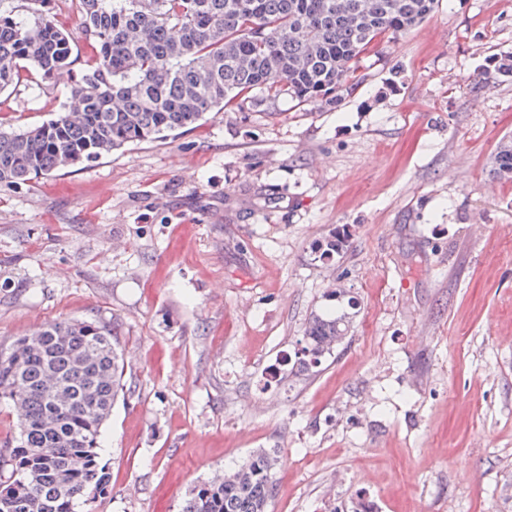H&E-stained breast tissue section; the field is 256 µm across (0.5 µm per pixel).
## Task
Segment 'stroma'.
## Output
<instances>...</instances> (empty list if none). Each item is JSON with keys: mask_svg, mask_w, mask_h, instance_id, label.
Here are the masks:
<instances>
[{"mask_svg": "<svg viewBox=\"0 0 512 512\" xmlns=\"http://www.w3.org/2000/svg\"><path fill=\"white\" fill-rule=\"evenodd\" d=\"M75 71L94 48L54 0ZM512 0H437L339 105L252 95L196 127L0 184V342L101 321L124 350L92 512H178L275 453L268 512H512ZM21 70L0 128L56 117ZM111 195H104V188ZM349 230L329 268L313 244ZM341 280L345 342L290 363ZM491 172L500 180L512 179V139H503L493 156Z\"/></svg>", "mask_w": 512, "mask_h": 512, "instance_id": "35a3bbf8", "label": "stroma"}]
</instances>
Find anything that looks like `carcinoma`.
Segmentation results:
<instances>
[{
    "label": "carcinoma",
    "instance_id": "cac0c4a2",
    "mask_svg": "<svg viewBox=\"0 0 512 512\" xmlns=\"http://www.w3.org/2000/svg\"><path fill=\"white\" fill-rule=\"evenodd\" d=\"M30 24L0 12V93L18 70L45 82L73 73L67 36L51 0H24ZM436 0H80L95 53L57 118L19 131L0 129V183L14 184L101 158L128 144L188 129L253 92L270 99L336 105L359 82L361 54L423 22ZM489 77H512V57L492 58ZM491 172L512 179V139ZM347 235L313 247L329 263ZM348 309L313 315L296 364L305 372L347 337L357 297L337 286ZM124 360L112 328L52 322L0 343V402L13 407L19 437L0 452V512H80L105 493L101 428L122 390ZM275 459L265 452L196 484L180 512H267Z\"/></svg>",
    "mask_w": 512,
    "mask_h": 512
}]
</instances>
